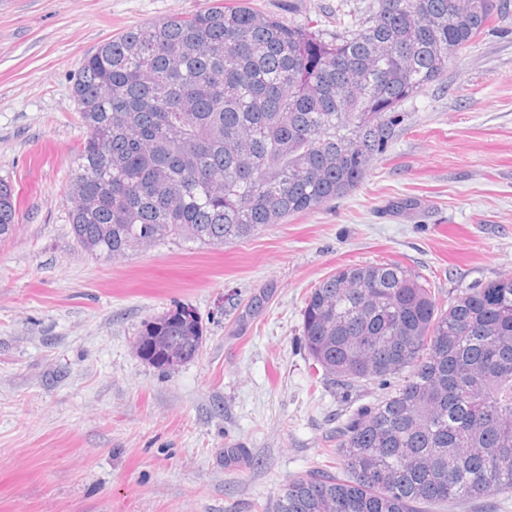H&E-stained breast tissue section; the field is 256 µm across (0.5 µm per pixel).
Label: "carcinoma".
<instances>
[{
  "label": "carcinoma",
  "instance_id": "carcinoma-1",
  "mask_svg": "<svg viewBox=\"0 0 512 512\" xmlns=\"http://www.w3.org/2000/svg\"><path fill=\"white\" fill-rule=\"evenodd\" d=\"M374 0L336 31L224 0L104 41L72 87L87 130L67 195L77 245L109 260L248 238L354 190L401 107L498 19L495 0ZM16 229L0 179V241ZM305 347L345 389L400 378L336 437V470L288 482L275 512H423L512 492V276L447 305L411 268L347 264L311 289ZM188 306L146 321L139 354L193 359Z\"/></svg>",
  "mask_w": 512,
  "mask_h": 512
}]
</instances>
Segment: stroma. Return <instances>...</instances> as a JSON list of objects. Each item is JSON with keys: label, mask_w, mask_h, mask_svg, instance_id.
Masks as SVG:
<instances>
[{"label": "stroma", "mask_w": 512, "mask_h": 512, "mask_svg": "<svg viewBox=\"0 0 512 512\" xmlns=\"http://www.w3.org/2000/svg\"><path fill=\"white\" fill-rule=\"evenodd\" d=\"M211 3L0 0V179L17 194L0 243V512H272L386 392L319 380L302 336L311 288L345 264L396 261L447 303L512 274V12L404 104L348 194L221 246L114 261L77 248L66 192L86 136L71 94L84 57ZM337 3L249 0L323 28ZM183 305L204 336L172 373L135 342Z\"/></svg>", "instance_id": "stroma-1"}]
</instances>
